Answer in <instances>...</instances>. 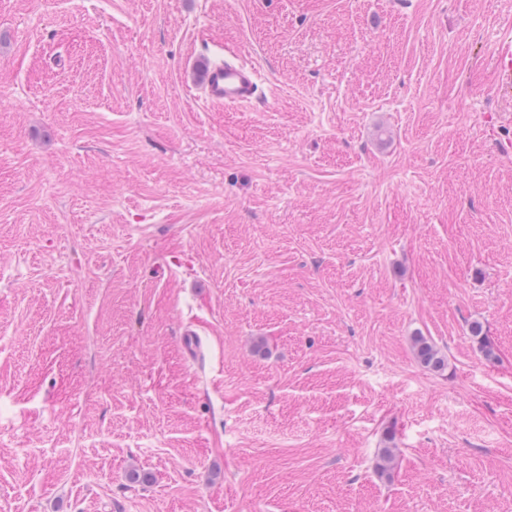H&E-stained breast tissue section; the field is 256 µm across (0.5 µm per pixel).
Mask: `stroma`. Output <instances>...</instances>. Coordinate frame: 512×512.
<instances>
[{
    "label": "stroma",
    "instance_id": "stroma-1",
    "mask_svg": "<svg viewBox=\"0 0 512 512\" xmlns=\"http://www.w3.org/2000/svg\"><path fill=\"white\" fill-rule=\"evenodd\" d=\"M507 41L512 0H0V512H512ZM214 46L258 102L200 98Z\"/></svg>",
    "mask_w": 512,
    "mask_h": 512
}]
</instances>
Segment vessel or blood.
I'll list each match as a JSON object with an SVG mask.
<instances>
[{
    "instance_id": "obj_1",
    "label": "vessel or blood",
    "mask_w": 512,
    "mask_h": 512,
    "mask_svg": "<svg viewBox=\"0 0 512 512\" xmlns=\"http://www.w3.org/2000/svg\"><path fill=\"white\" fill-rule=\"evenodd\" d=\"M200 80L206 100L213 105H247L258 97L255 69L232 55L204 56Z\"/></svg>"
}]
</instances>
